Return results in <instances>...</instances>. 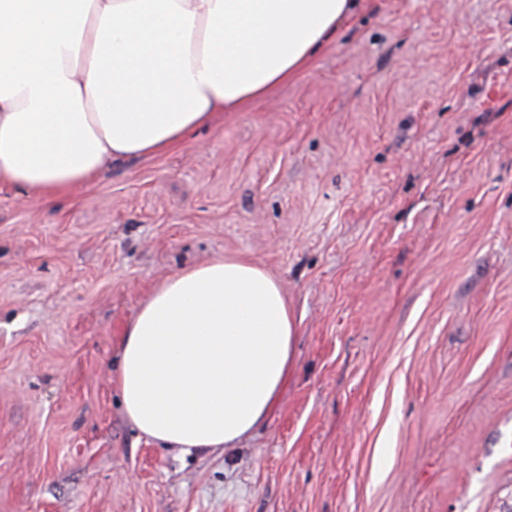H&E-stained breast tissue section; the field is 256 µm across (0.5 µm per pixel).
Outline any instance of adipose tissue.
Masks as SVG:
<instances>
[{
	"mask_svg": "<svg viewBox=\"0 0 512 512\" xmlns=\"http://www.w3.org/2000/svg\"><path fill=\"white\" fill-rule=\"evenodd\" d=\"M355 0H0V184L48 201L113 160L166 153L294 79ZM297 324L240 256L166 277L129 322L115 382L177 455L233 447L276 409Z\"/></svg>",
	"mask_w": 512,
	"mask_h": 512,
	"instance_id": "ef3b65f1",
	"label": "adipose tissue"
}]
</instances>
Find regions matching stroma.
Returning a JSON list of instances; mask_svg holds the SVG:
<instances>
[{
	"mask_svg": "<svg viewBox=\"0 0 512 512\" xmlns=\"http://www.w3.org/2000/svg\"><path fill=\"white\" fill-rule=\"evenodd\" d=\"M218 255L298 322L275 412L181 457L125 327ZM512 0H363L311 68L46 203L0 185V512H507Z\"/></svg>",
	"mask_w": 512,
	"mask_h": 512,
	"instance_id": "obj_1",
	"label": "stroma"
}]
</instances>
